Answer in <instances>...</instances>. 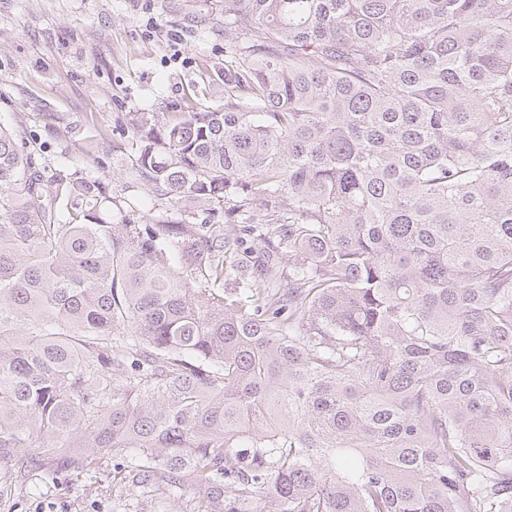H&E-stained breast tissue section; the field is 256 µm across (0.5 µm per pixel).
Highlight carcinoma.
<instances>
[{
	"label": "carcinoma",
	"instance_id": "cac0c4a2",
	"mask_svg": "<svg viewBox=\"0 0 512 512\" xmlns=\"http://www.w3.org/2000/svg\"><path fill=\"white\" fill-rule=\"evenodd\" d=\"M224 106L125 175L0 122V464L189 512H512V0H210Z\"/></svg>",
	"mask_w": 512,
	"mask_h": 512
}]
</instances>
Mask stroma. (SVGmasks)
Masks as SVG:
<instances>
[{"mask_svg":"<svg viewBox=\"0 0 512 512\" xmlns=\"http://www.w3.org/2000/svg\"><path fill=\"white\" fill-rule=\"evenodd\" d=\"M202 0H0V121L20 114L48 162L93 168L84 139L125 112L179 111L184 101L220 105L213 88L224 40L189 23ZM103 173L114 192L153 217L150 189L127 184L126 145L106 150ZM25 483L0 479V512H188L187 497L158 498L120 483L111 458L72 471L70 453H23Z\"/></svg>","mask_w":512,"mask_h":512,"instance_id":"obj_1","label":"stroma"}]
</instances>
